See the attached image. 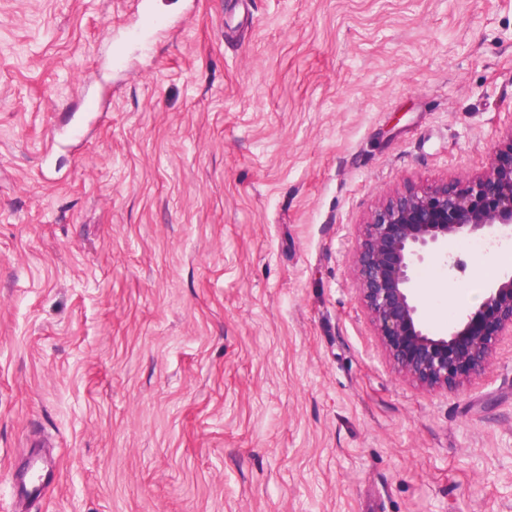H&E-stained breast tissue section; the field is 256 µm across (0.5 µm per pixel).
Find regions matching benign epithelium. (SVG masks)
Segmentation results:
<instances>
[{
  "mask_svg": "<svg viewBox=\"0 0 512 512\" xmlns=\"http://www.w3.org/2000/svg\"><path fill=\"white\" fill-rule=\"evenodd\" d=\"M512 237V130L490 154L487 170L425 189L406 186L385 197L362 225L354 259L359 293L384 351L408 380L454 388L489 366L498 338L512 335V270L486 287L444 332L433 331L413 284L425 258L448 240Z\"/></svg>",
  "mask_w": 512,
  "mask_h": 512,
  "instance_id": "benign-epithelium-1",
  "label": "benign epithelium"
}]
</instances>
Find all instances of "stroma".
<instances>
[{"instance_id":"stroma-1","label":"stroma","mask_w":512,"mask_h":512,"mask_svg":"<svg viewBox=\"0 0 512 512\" xmlns=\"http://www.w3.org/2000/svg\"><path fill=\"white\" fill-rule=\"evenodd\" d=\"M151 4L0 0V512H512V338L413 385L352 265L512 129V0Z\"/></svg>"}]
</instances>
